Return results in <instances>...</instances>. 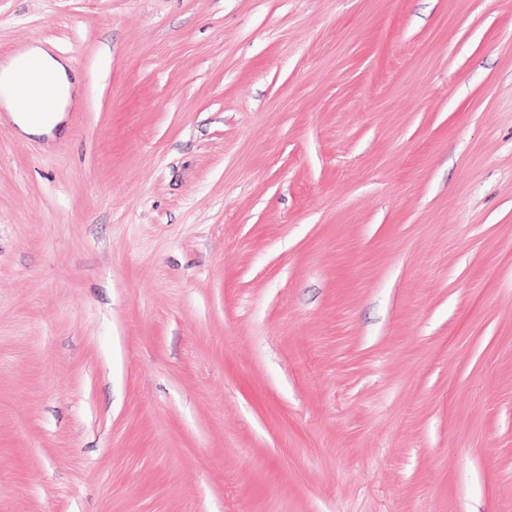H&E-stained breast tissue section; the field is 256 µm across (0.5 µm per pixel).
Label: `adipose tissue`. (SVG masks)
I'll list each match as a JSON object with an SVG mask.
<instances>
[{
	"label": "adipose tissue",
	"mask_w": 512,
	"mask_h": 512,
	"mask_svg": "<svg viewBox=\"0 0 512 512\" xmlns=\"http://www.w3.org/2000/svg\"><path fill=\"white\" fill-rule=\"evenodd\" d=\"M34 66L50 73L55 93L42 112L29 111L22 102V72ZM73 83L66 61L39 45H32L0 63V110L7 112L21 136L52 135L60 128L72 101Z\"/></svg>",
	"instance_id": "1"
}]
</instances>
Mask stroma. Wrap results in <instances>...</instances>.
Instances as JSON below:
<instances>
[{
	"label": "stroma",
	"instance_id": "stroma-1",
	"mask_svg": "<svg viewBox=\"0 0 512 512\" xmlns=\"http://www.w3.org/2000/svg\"><path fill=\"white\" fill-rule=\"evenodd\" d=\"M0 512H512V0H0ZM35 66L50 73L55 93L44 112H30L21 97L22 71ZM73 83L66 61L39 45H31L4 63H0V110L8 116L20 136H51L60 129L72 101ZM25 103L35 106L49 97L53 81L49 74L32 68L25 69Z\"/></svg>",
	"mask_w": 512,
	"mask_h": 512
}]
</instances>
